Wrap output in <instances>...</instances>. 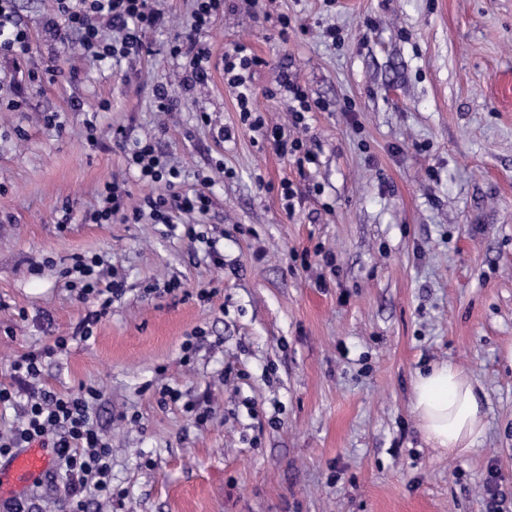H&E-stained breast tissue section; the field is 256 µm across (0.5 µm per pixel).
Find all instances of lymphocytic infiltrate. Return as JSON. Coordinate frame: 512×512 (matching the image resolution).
Listing matches in <instances>:
<instances>
[{
    "mask_svg": "<svg viewBox=\"0 0 512 512\" xmlns=\"http://www.w3.org/2000/svg\"><path fill=\"white\" fill-rule=\"evenodd\" d=\"M224 11V0H192L189 28L177 33L169 44V53L179 62L182 86L193 91L206 84L211 52L201 42L213 19ZM164 11L154 8L149 0H57V10L46 16L43 25L52 39L61 44L76 45L81 54L97 61L121 60L146 52L144 36L165 26ZM0 51L12 58L26 57L31 52V39L26 27L16 20L14 0H0ZM224 78L233 90L243 125L253 131L264 129V122L253 107L252 71L261 66L259 56L242 43L225 51ZM271 95L287 98L293 125L305 122L308 112L318 109L307 90L288 72L278 73ZM113 148L125 151L126 168L139 181L157 185V192L143 196L138 204L129 205L126 179L113 178L99 194L96 209L86 214L92 224H109L121 220L127 224H172L178 215L188 216L183 236L190 242L206 244V254L216 267H223L224 255L215 239L198 231L191 218L206 215L211 198L202 189L181 190L179 169L158 152L153 139L130 140L126 129H113ZM63 277L76 292L79 301H94L95 307L78 323L75 332L80 340H88L98 324L112 311L115 298L122 295L121 282L108 280L100 257L77 255ZM70 339L55 337L52 344L25 352L11 364L12 384L0 385V408H13L19 419L9 434H0V455H11L14 449L39 445L53 449L56 471L65 480V512H84L87 494L112 499V450L101 435L91 410L99 397L97 389L81 388L77 392L59 394L41 385L44 362L66 351Z\"/></svg>",
    "mask_w": 512,
    "mask_h": 512,
    "instance_id": "obj_1",
    "label": "lymphocytic infiltrate"
}]
</instances>
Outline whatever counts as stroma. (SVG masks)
<instances>
[{
  "label": "stroma",
  "instance_id": "1",
  "mask_svg": "<svg viewBox=\"0 0 512 512\" xmlns=\"http://www.w3.org/2000/svg\"><path fill=\"white\" fill-rule=\"evenodd\" d=\"M160 6L169 23L146 33L149 54L98 62L43 32L54 0H16L32 51L0 56V384L15 356L70 337L87 306L60 272L96 255L125 293L42 384L99 390L124 492L112 512H489L492 469L512 512V102L500 92L512 0H263L259 15L227 0L202 36L208 83L163 121L152 89L175 80L168 45L190 0ZM236 42L265 61L252 83L267 128L290 125L286 101L266 94L281 67L323 102L300 131L317 156L305 170L242 125L221 65ZM51 53L59 72L30 85ZM49 112L62 129L44 125ZM118 126L154 135L183 185L207 183L200 222L223 267L162 224L83 222L126 168ZM172 279L219 292L163 293ZM447 361L483 389L485 432L462 455L427 443L411 410L417 372ZM229 364L245 378L225 380ZM164 384L180 402L158 405ZM189 402L213 416L197 422Z\"/></svg>",
  "mask_w": 512,
  "mask_h": 512
}]
</instances>
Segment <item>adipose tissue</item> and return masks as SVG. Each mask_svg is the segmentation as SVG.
Listing matches in <instances>:
<instances>
[{"label": "adipose tissue", "instance_id": "adipose-tissue-1", "mask_svg": "<svg viewBox=\"0 0 512 512\" xmlns=\"http://www.w3.org/2000/svg\"><path fill=\"white\" fill-rule=\"evenodd\" d=\"M481 392L477 381L452 362L418 373L412 411L425 440L453 455L473 448L485 430Z\"/></svg>", "mask_w": 512, "mask_h": 512}]
</instances>
